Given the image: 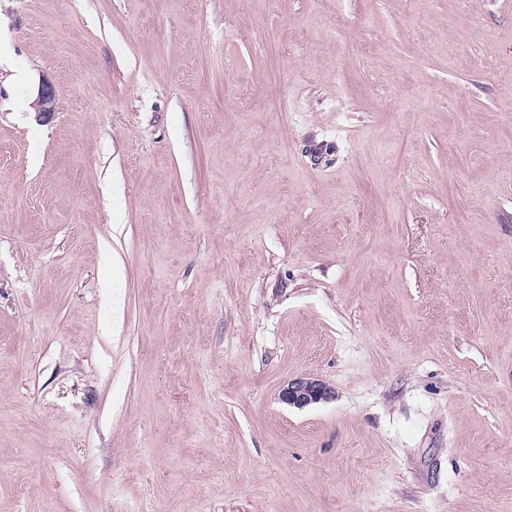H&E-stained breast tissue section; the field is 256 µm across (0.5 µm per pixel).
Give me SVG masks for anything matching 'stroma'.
I'll list each match as a JSON object with an SVG mask.
<instances>
[{
	"label": "stroma",
	"mask_w": 512,
	"mask_h": 512,
	"mask_svg": "<svg viewBox=\"0 0 512 512\" xmlns=\"http://www.w3.org/2000/svg\"><path fill=\"white\" fill-rule=\"evenodd\" d=\"M0 512H512V0H0ZM33 106L39 120L49 122L53 119L57 112V103L50 85L46 83L42 84ZM333 395L332 388L321 379L299 377L288 381L280 390L279 399L288 406L304 408L322 401L327 402Z\"/></svg>",
	"instance_id": "obj_1"
}]
</instances>
